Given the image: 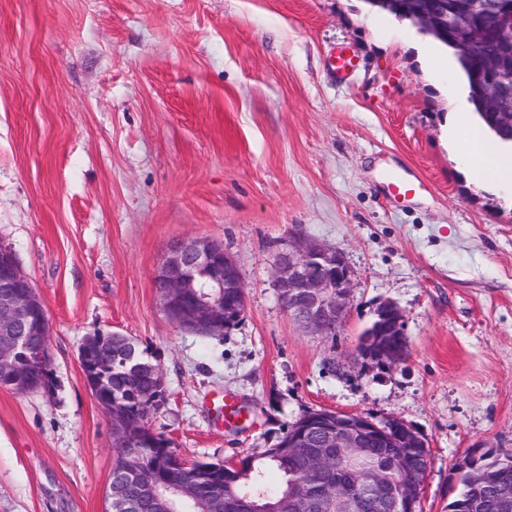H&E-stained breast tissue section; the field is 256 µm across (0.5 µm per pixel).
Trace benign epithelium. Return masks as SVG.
<instances>
[{
	"mask_svg": "<svg viewBox=\"0 0 512 512\" xmlns=\"http://www.w3.org/2000/svg\"><path fill=\"white\" fill-rule=\"evenodd\" d=\"M418 26L448 39L460 51L473 54L477 66L473 82L483 108L492 112L512 139V0H497L495 17L488 21L484 0H390ZM207 273L220 288L236 295H192L196 275ZM273 277L288 313L312 333H324L342 320L350 301V280L343 257L323 243L304 238L290 240L278 251ZM153 288L163 294L167 318L183 330L222 336L226 325L245 307L241 271L217 239L172 242L164 261L154 271ZM49 321L43 301L19 271L12 252L0 248V388L16 392L40 387L49 367ZM129 346V337L97 331L78 349V362L88 389L112 422L114 441L126 439V411L112 399L113 341ZM407 351L401 310L388 303L363 334L358 352L383 364L400 362ZM399 443L404 448H428L429 443L399 419L378 424L371 419L338 411H312L302 417L288 438L289 454L314 459L292 484L296 512H360L363 499L349 492L352 484L378 497L385 512H417L427 466H415L410 455L398 459L408 472L395 480L379 467L376 449ZM144 455L136 450L123 456L105 490V512H136L122 495L124 486L144 472ZM183 500L196 502L204 512H221L219 500H204L194 481L168 485Z\"/></svg>",
	"mask_w": 512,
	"mask_h": 512,
	"instance_id": "7a95c632",
	"label": "benign epithelium"
}]
</instances>
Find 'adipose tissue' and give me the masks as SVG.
Segmentation results:
<instances>
[{
  "mask_svg": "<svg viewBox=\"0 0 512 512\" xmlns=\"http://www.w3.org/2000/svg\"><path fill=\"white\" fill-rule=\"evenodd\" d=\"M447 136L460 152L471 181L476 186L494 181L512 183V159L501 154L500 141L480 121L456 116L447 126Z\"/></svg>",
  "mask_w": 512,
  "mask_h": 512,
  "instance_id": "1",
  "label": "adipose tissue"
}]
</instances>
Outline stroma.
Returning <instances> with one entry per match:
<instances>
[{"label": "stroma", "instance_id": "obj_1", "mask_svg": "<svg viewBox=\"0 0 512 512\" xmlns=\"http://www.w3.org/2000/svg\"><path fill=\"white\" fill-rule=\"evenodd\" d=\"M431 47L364 0H0V248L46 307L53 381L0 388V512H103L112 424L77 359L98 330L162 369L148 425L189 462L260 454L311 410L397 418L429 442L422 512H448L471 449L512 451V190L470 182L446 137L462 76L429 71ZM398 176L419 185L401 202ZM299 237L349 271L325 334L273 278ZM192 238L242 273L221 336L176 327L152 286ZM387 302L407 341L394 365L358 354Z\"/></svg>", "mask_w": 512, "mask_h": 512}]
</instances>
